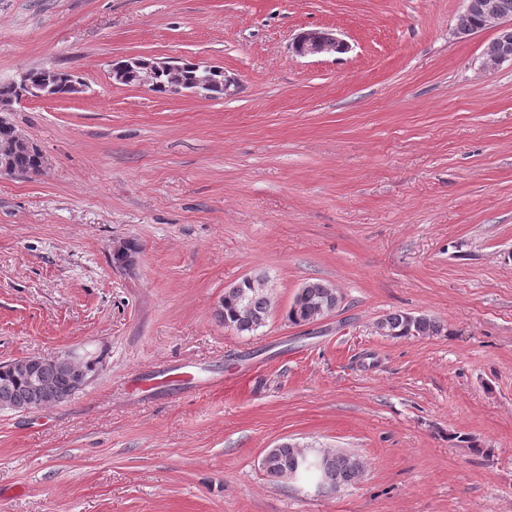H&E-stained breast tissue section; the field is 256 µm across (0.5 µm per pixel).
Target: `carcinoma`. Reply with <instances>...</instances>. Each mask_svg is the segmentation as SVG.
<instances>
[{
    "instance_id": "obj_1",
    "label": "carcinoma",
    "mask_w": 512,
    "mask_h": 512,
    "mask_svg": "<svg viewBox=\"0 0 512 512\" xmlns=\"http://www.w3.org/2000/svg\"><path fill=\"white\" fill-rule=\"evenodd\" d=\"M14 166L21 175L38 172L35 156L31 152H18L14 157ZM321 285L320 281L306 283L303 294L294 297L286 313L289 322L303 325L319 318L320 312L332 308L333 300L326 295ZM271 308L270 290L259 286L254 288L243 279L224 289L216 316L223 323L229 322L237 332L250 333L264 325ZM385 320L396 338L439 335L444 330L443 324L427 315L417 320L406 313L394 312L386 315ZM38 377L45 386L48 404L54 401L63 402L75 394L74 378L51 362L40 368ZM37 401L38 395L23 373L8 368L0 371V404H11L17 411L22 412L34 407ZM327 455L328 458L322 460L317 472H305L306 478L315 477L325 485L327 491L335 492L354 484L361 477L363 467L353 454L329 450ZM300 459L301 450L290 448L288 443L283 442L272 449L263 469L269 478L278 480L283 471L291 468Z\"/></svg>"
}]
</instances>
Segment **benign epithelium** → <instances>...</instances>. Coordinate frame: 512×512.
<instances>
[{
	"mask_svg": "<svg viewBox=\"0 0 512 512\" xmlns=\"http://www.w3.org/2000/svg\"><path fill=\"white\" fill-rule=\"evenodd\" d=\"M471 16L481 19L480 29L490 26L499 28L498 35L493 39L492 46L483 52V66L495 68L507 61L512 62V15L502 11L499 0H463V7L457 14L454 28L456 36L469 37L477 30L464 27L461 20ZM293 51L300 57L319 56L326 54H341L348 51L349 46L336 35L333 29H309L300 32L291 43ZM178 64L175 61L147 62L134 60L127 66L111 69L113 81L119 84H130L140 87L152 88L154 79L161 72L171 74L166 95L174 96L190 93L207 98L210 96L208 83H184L177 75ZM59 77V71L44 69L40 78L33 80L29 73H22L19 78L11 81L17 89L18 96L10 97L0 102V112H9L13 106L24 100L33 98H49L55 96L54 90ZM22 149L32 150L34 145L24 137L9 122L0 118V175L14 173L13 158ZM65 364L75 378L77 388H83L87 382L85 366L87 357L75 352H67L56 356ZM47 361L43 356H28L8 363V367L18 370L33 378L37 368Z\"/></svg>",
	"mask_w": 512,
	"mask_h": 512,
	"instance_id": "obj_1",
	"label": "benign epithelium"
}]
</instances>
